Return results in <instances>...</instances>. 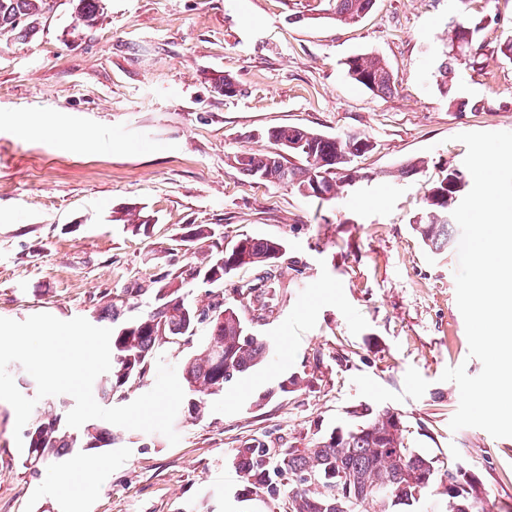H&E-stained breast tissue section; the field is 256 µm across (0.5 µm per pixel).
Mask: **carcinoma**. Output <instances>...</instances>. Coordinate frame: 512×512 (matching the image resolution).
Segmentation results:
<instances>
[{
	"label": "carcinoma",
	"instance_id": "cac0c4a2",
	"mask_svg": "<svg viewBox=\"0 0 512 512\" xmlns=\"http://www.w3.org/2000/svg\"><path fill=\"white\" fill-rule=\"evenodd\" d=\"M102 0H70L75 18L92 29L99 22ZM375 0H328V11L342 24L358 21L373 7ZM55 0H0V38L27 37L38 32L45 14ZM485 28L482 19L464 17L448 22V44L435 74L439 91L451 105L458 104L456 71L477 63L475 44ZM348 77L364 89L386 94L395 89V76L384 59L372 53H359L344 62ZM272 148L266 152H244L235 157L240 171L250 179L287 185L306 197L327 202L343 193L356 179L352 162L373 148L369 137L343 133L325 136L298 125H284L266 133ZM330 185L333 195L323 197L317 186ZM470 179L464 170L448 166L428 189L422 215L411 224L417 238L432 254L448 249L457 233L452 212L468 193ZM152 218L123 225L133 235L147 237ZM212 237L205 225L188 224L183 240L198 242ZM286 252L282 239L238 235L212 253L198 270L212 285L246 267L270 266ZM150 310L127 320L122 307L114 305L101 320L112 323L111 368L95 384L99 399L110 400L144 375L155 359L160 342L192 337L199 327L207 328L205 345L181 366L185 388L180 419L197 420L207 400L242 375L265 363L271 355L268 343L249 332L238 309L217 300L202 310L189 299L184 283L169 281L152 289ZM389 408L365 410L364 420L339 427L313 439L305 448H282L271 455L263 440L244 442L231 458L245 490L280 496L288 487L292 512H487L481 487L472 483L456 494L441 485V470L435 460L405 442L404 429L393 421ZM114 443L112 430L92 423L79 429L63 423L58 406L49 404L38 414L25 433L27 448L24 467L37 475L53 460L68 454L101 449ZM314 473L317 481L306 475ZM353 478L354 490L336 494L340 475Z\"/></svg>",
	"mask_w": 512,
	"mask_h": 512
}]
</instances>
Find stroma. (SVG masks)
<instances>
[{
    "label": "stroma",
    "mask_w": 512,
    "mask_h": 512,
    "mask_svg": "<svg viewBox=\"0 0 512 512\" xmlns=\"http://www.w3.org/2000/svg\"><path fill=\"white\" fill-rule=\"evenodd\" d=\"M326 7L105 0L89 30L58 0L35 35L0 42V317L87 318L117 297L139 316L155 280L190 279L200 262L180 240L188 224L211 227L218 246L241 234L287 244L269 271L237 272L217 290L190 280L199 303L220 294L237 307L273 356L178 427V444L114 427L117 443L96 452L90 512H224L245 496L228 459L246 440L303 448L368 408L398 412L411 447L473 471L489 512H512V437L449 428L460 395L441 374L482 369L456 303L457 251L431 254L409 226L442 170L463 166L457 134L512 131V61L499 53L512 0H375L351 25ZM453 16L486 22L478 65L457 73L462 109L434 79ZM360 52L389 62L391 93L346 76L344 60ZM221 76L236 96L214 91ZM22 121L40 123L37 136L20 134ZM293 124L370 137L338 199L258 185L235 167L240 153L268 150L267 129ZM82 133L93 147H62ZM417 158L423 168L397 175ZM142 209L156 218L149 237L112 219ZM292 376L304 386L278 392ZM14 428L0 401V512H59L60 490L24 468Z\"/></svg>",
    "instance_id": "1"
}]
</instances>
